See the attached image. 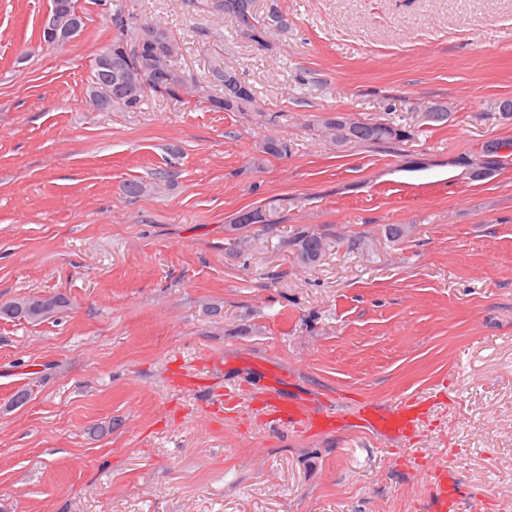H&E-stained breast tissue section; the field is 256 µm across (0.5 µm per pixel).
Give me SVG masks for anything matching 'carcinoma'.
Masks as SVG:
<instances>
[{
	"mask_svg": "<svg viewBox=\"0 0 512 512\" xmlns=\"http://www.w3.org/2000/svg\"><path fill=\"white\" fill-rule=\"evenodd\" d=\"M188 6L195 11L212 12L216 8L222 12L224 18L234 23L236 31H241L242 26H248L252 33L251 41L257 46L267 47V28L260 23L256 14L250 10L254 0H221V3H215V0H187ZM115 29L117 36L112 40V44L100 51L96 56L91 67V76L89 82V92H97L101 97L106 92H112V109L122 112H139L144 104L145 97L148 94H157L163 92L169 96L179 95L182 84L176 79V74L172 69L171 61L174 57V43L169 35L167 28L155 23L153 29L156 34L155 41H147L137 35H128L126 23L120 13L114 15ZM163 45L166 51L162 57L154 55L155 45ZM118 49L121 52L129 53L131 64L140 63L149 59L154 60L158 66L166 70L170 75V80L164 84L163 88H158L150 78H145L143 85L128 90L120 86H110L103 77L101 71V60L103 54L109 50ZM247 91L240 96L238 100H230L225 94L215 95L209 99L211 107L224 112H251L255 102V91L250 83H245ZM95 96V97H97ZM95 97H90L93 105H98ZM316 125L329 133L331 142H340L349 145L353 149L359 146H387L396 144L400 141L410 138L412 132L405 126L397 123L391 118H379L373 122H357L352 124V130L348 135L341 138L336 136V121L322 122L316 121ZM506 146L512 149V140H502L492 144L481 146V150L473 155L480 167L484 169L483 175L488 176L501 165V155L498 148ZM253 224H270L263 211L259 208L247 211L236 219L234 229L238 230ZM288 244L293 248L296 259L304 266H313L323 257L327 248L326 239L321 234L310 230L307 227H297L293 229ZM67 306V300L61 295L45 297L37 294H29L19 299H14L6 303H0V318L20 320L25 319L32 322L28 315L37 311L54 308L56 310Z\"/></svg>",
	"mask_w": 512,
	"mask_h": 512,
	"instance_id": "1",
	"label": "carcinoma"
}]
</instances>
